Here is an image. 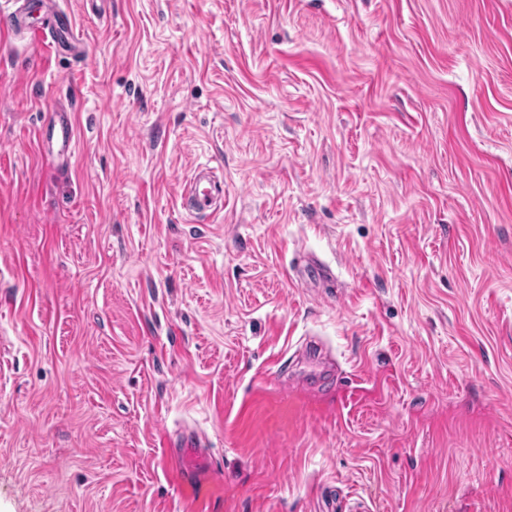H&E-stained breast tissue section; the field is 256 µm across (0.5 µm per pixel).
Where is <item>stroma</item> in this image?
I'll list each match as a JSON object with an SVG mask.
<instances>
[{
	"label": "stroma",
	"instance_id": "1",
	"mask_svg": "<svg viewBox=\"0 0 512 512\" xmlns=\"http://www.w3.org/2000/svg\"><path fill=\"white\" fill-rule=\"evenodd\" d=\"M58 2L92 64L0 32V512H512V0ZM38 139L42 144L53 147L63 154L71 152L75 139V128L68 115H61L57 121L42 124L38 128ZM209 185L201 189L202 183ZM224 182L211 168L200 170L186 184L181 195V206L191 216L210 217L224 209Z\"/></svg>",
	"mask_w": 512,
	"mask_h": 512
}]
</instances>
